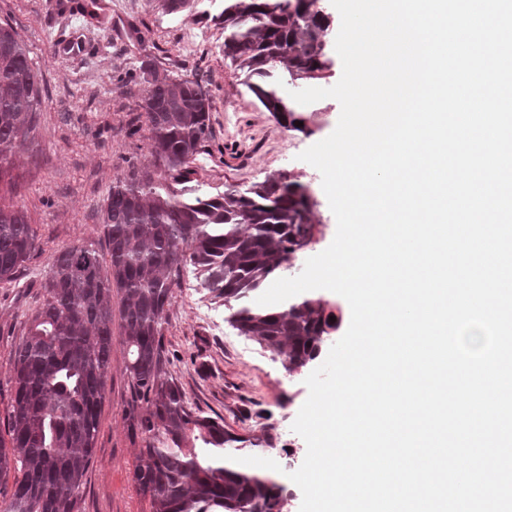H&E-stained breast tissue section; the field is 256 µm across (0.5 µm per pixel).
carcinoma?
Returning a JSON list of instances; mask_svg holds the SVG:
<instances>
[{"label":"carcinoma","instance_id":"1","mask_svg":"<svg viewBox=\"0 0 512 512\" xmlns=\"http://www.w3.org/2000/svg\"><path fill=\"white\" fill-rule=\"evenodd\" d=\"M224 58L245 73L261 106L290 130L297 113L282 81L299 87L326 77L329 21L322 0H224ZM285 64L282 74L279 64ZM41 82L9 24L0 25V183L16 145L34 128ZM141 108L154 169L112 186L104 208L108 271L91 244L53 257L44 301L12 362L14 392L0 430V483L12 482L0 512H76L98 432V408L112 365V289L121 294L126 371L147 403V435L134 473L151 512H282V487L269 475L220 459L250 439L194 409L166 377L161 329L172 288L191 266L233 310L231 325L301 374L336 329L332 303L313 294L274 311L251 297L318 241L317 202L301 174H271L207 199L172 189L210 139V91L181 77L152 75ZM36 248L25 213L0 201V281L11 282Z\"/></svg>","mask_w":512,"mask_h":512}]
</instances>
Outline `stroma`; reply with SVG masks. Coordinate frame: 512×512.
Returning <instances> with one entry per match:
<instances>
[{
  "label": "stroma",
  "instance_id": "35a3bbf8",
  "mask_svg": "<svg viewBox=\"0 0 512 512\" xmlns=\"http://www.w3.org/2000/svg\"><path fill=\"white\" fill-rule=\"evenodd\" d=\"M83 0H0V24H10L42 79L43 105L12 174L16 207L37 234V248L10 283H0V399L12 391L11 360L31 315L41 305L58 250L95 243L105 250L104 205L115 181L149 166V130L140 107L143 72L200 80L210 90L211 138L190 165L187 196H208L225 185L249 187L274 172L304 173L317 202L323 235L336 220L320 172L299 155L328 137L339 120L337 100L305 105L309 132L291 131L265 112L224 58L222 0L198 10L165 14L153 0H102L89 16ZM223 299L193 272L175 287L162 326L170 377L193 408L223 419L226 430L252 439L249 456L275 460L288 512H299L300 488L290 480L306 455L292 424L308 397L304 375H288L280 360L241 336ZM120 316L112 318V367L98 409V433L80 512H150L134 472L144 435L135 419L145 408L126 372ZM272 438L269 447L261 446Z\"/></svg>",
  "mask_w": 512,
  "mask_h": 512
}]
</instances>
